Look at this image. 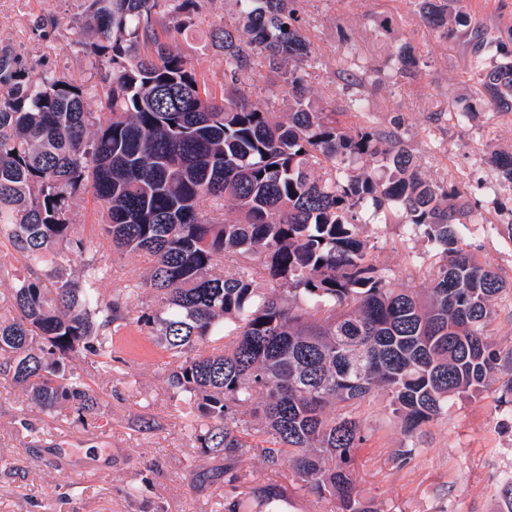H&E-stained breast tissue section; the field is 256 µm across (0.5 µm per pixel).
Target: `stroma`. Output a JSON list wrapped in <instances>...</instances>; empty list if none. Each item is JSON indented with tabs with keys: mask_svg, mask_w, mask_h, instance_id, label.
<instances>
[{
	"mask_svg": "<svg viewBox=\"0 0 512 512\" xmlns=\"http://www.w3.org/2000/svg\"><path fill=\"white\" fill-rule=\"evenodd\" d=\"M306 34L316 62L304 76L307 97L319 108L345 110L351 96L347 73L378 74L361 94V118L385 128L401 120V132L426 177L450 182L484 214L482 224L461 226V245L490 263L512 284V185L497 182L487 158L512 149V114L479 113L465 124L450 121L449 109L469 93L472 41L469 34L445 38L425 27L414 0H301ZM477 26L512 29V0H467ZM85 0H0V46L10 45L24 61L41 62L57 76L99 81L78 41ZM388 29H381V20ZM239 23L234 0H205L191 25L174 31L169 44L213 87L224 82V52L211 34ZM350 35L349 44L338 40ZM408 46L425 66L401 76L394 53ZM256 104L288 109V86L263 69L242 79ZM105 206L92 193L70 200L74 237L94 240L109 273L99 288L105 298H128L126 320L115 337L110 372L95 370L84 355L70 365L85 376L98 398L96 417L69 409L44 414L20 387L0 380V512H256L255 487L278 483L292 494L290 512H334L335 505L293 487L287 462L270 465L249 410L240 418L254 432L251 449L232 481L224 457L201 448L188 425L198 420L197 403L169 389L170 367L147 328L141 310L155 296L144 276L151 265L143 253H118L102 236ZM401 215L361 227L395 288H423L432 256L424 239L407 238ZM505 374L476 395L453 399L447 415L423 427L418 453L407 465L397 456L407 442L388 408L374 395L359 410L368 436L351 466L356 486L376 512H497L500 472L512 469V402L502 392Z\"/></svg>",
	"mask_w": 512,
	"mask_h": 512,
	"instance_id": "1",
	"label": "stroma"
}]
</instances>
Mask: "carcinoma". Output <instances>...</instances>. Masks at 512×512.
Returning a JSON list of instances; mask_svg holds the SVG:
<instances>
[{"label": "carcinoma", "instance_id": "1", "mask_svg": "<svg viewBox=\"0 0 512 512\" xmlns=\"http://www.w3.org/2000/svg\"><path fill=\"white\" fill-rule=\"evenodd\" d=\"M202 2L85 0L92 39L80 50L111 65L96 114L84 109L88 85L48 71L27 78L18 55L0 47V240L28 267L0 303V374L47 413L97 410L69 360L83 353L112 371V325L125 315L96 288L108 269L94 241L71 235L69 199L90 191L108 204L113 250L153 257L146 285L158 306L137 321L169 354V388L201 409V447L237 464L248 448L237 412L248 407L272 444L267 462L288 461L295 488L336 500L340 512H375L351 469L368 441L357 416L367 398L387 393L411 439L451 399L512 365V350L486 336L505 282L458 245L459 225L486 218L458 188L422 177L400 120L349 125L311 108L312 47L296 0H235L241 28L212 35L224 49V88L213 92L166 41ZM417 3L446 38L472 27L465 0ZM395 61L403 76L420 66L406 46ZM256 66L288 84V111L239 91ZM470 81L456 116L512 113V29L482 33ZM488 162L512 184V152ZM209 198L229 203L233 218L200 214ZM392 210L434 253L421 291L390 287L359 236ZM72 254L82 257L79 277ZM223 260L234 272L215 274ZM212 337L224 346L203 348ZM256 493L267 512H282L280 485Z\"/></svg>", "mask_w": 512, "mask_h": 512}]
</instances>
